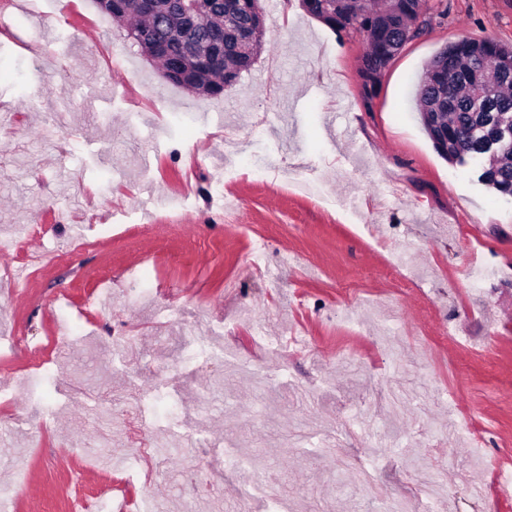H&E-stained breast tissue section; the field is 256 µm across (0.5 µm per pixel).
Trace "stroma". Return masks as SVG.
Returning <instances> with one entry per match:
<instances>
[{"label":"stroma","instance_id":"1","mask_svg":"<svg viewBox=\"0 0 512 512\" xmlns=\"http://www.w3.org/2000/svg\"><path fill=\"white\" fill-rule=\"evenodd\" d=\"M24 2L0 0V271L31 262L0 295L14 512H138L145 494L155 512H265L225 474L229 455L269 473L293 512H396L421 471L443 488L432 512H512L487 493L490 461L512 458V197L443 158L417 116L448 42L512 43V0H443L369 103L365 44L301 0L265 8L263 51L216 98L164 80L96 0H71L65 21L42 0L50 40ZM77 229L91 241L78 251ZM473 254L499 270L476 289ZM116 328L111 353L84 354ZM196 328L230 366L195 357ZM258 329L272 347L255 350ZM255 362L273 389L246 376ZM102 382L146 398L117 418L108 457ZM205 393L217 407L201 419ZM170 398L181 411L162 428ZM148 436L156 449L130 459Z\"/></svg>","mask_w":512,"mask_h":512}]
</instances>
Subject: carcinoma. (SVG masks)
I'll list each match as a JSON object with an SVG mask.
<instances>
[{
	"label": "carcinoma",
	"instance_id": "1",
	"mask_svg": "<svg viewBox=\"0 0 512 512\" xmlns=\"http://www.w3.org/2000/svg\"><path fill=\"white\" fill-rule=\"evenodd\" d=\"M174 0H159L153 16L142 14L136 0H125V12L113 21L127 26V36L142 53L167 70L186 49L199 47L205 55L177 71L171 82L197 93L216 97L248 70L260 54L263 41L247 40L257 31L262 15L260 0H204L207 7L196 28L184 38L169 32L167 11ZM324 22L334 30L365 37L362 76L378 78L405 44L418 37L446 7L427 0H324ZM224 18V38L215 27ZM512 117V45L493 39L448 43L427 64L418 90V117L432 140L448 141L444 157L462 166L479 165L478 181L512 196V144L495 153L485 149L502 118Z\"/></svg>",
	"mask_w": 512,
	"mask_h": 512
}]
</instances>
